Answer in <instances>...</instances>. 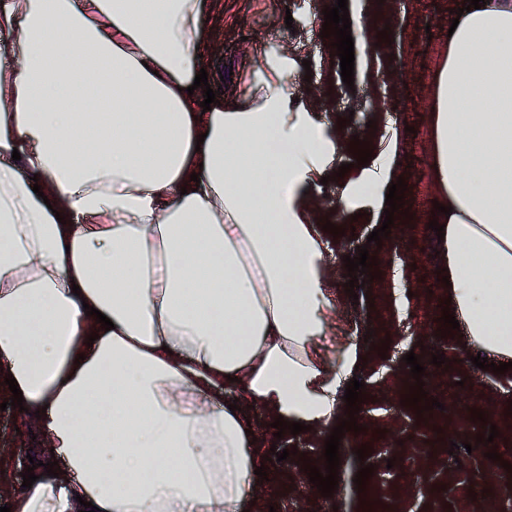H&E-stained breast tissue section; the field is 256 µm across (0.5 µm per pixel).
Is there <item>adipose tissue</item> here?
I'll return each mask as SVG.
<instances>
[{"instance_id": "1", "label": "adipose tissue", "mask_w": 512, "mask_h": 512, "mask_svg": "<svg viewBox=\"0 0 512 512\" xmlns=\"http://www.w3.org/2000/svg\"><path fill=\"white\" fill-rule=\"evenodd\" d=\"M208 11L0 0V375L62 470L13 494V512L82 499L256 512L250 408L327 423L363 353L348 340L332 365L315 348L331 302L312 203L341 140L288 110L280 69L258 79L254 105L195 110ZM437 102L450 308L470 347L509 362L512 0L462 14ZM394 152L345 184V206L385 209Z\"/></svg>"}]
</instances>
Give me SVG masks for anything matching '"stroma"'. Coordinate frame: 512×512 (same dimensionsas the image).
<instances>
[{
    "instance_id": "1",
    "label": "stroma",
    "mask_w": 512,
    "mask_h": 512,
    "mask_svg": "<svg viewBox=\"0 0 512 512\" xmlns=\"http://www.w3.org/2000/svg\"><path fill=\"white\" fill-rule=\"evenodd\" d=\"M206 29L211 46L203 66L211 88H222L239 104L250 98L260 73L281 68L290 78V110L319 113L344 140H368L380 153L387 135H395L393 156L407 184L405 205L410 217L392 226L382 243L367 237L380 228L382 216L370 204L351 208L339 200L342 178L331 177L315 200L321 220L342 228L340 236L323 232L324 262L338 302L317 348L333 359L350 336L367 339L365 361L357 372L366 399L357 423L361 432H345L339 447V487L321 496L310 483L298 454L325 467L323 453L332 425L275 439L272 415L255 408L252 418L262 451L289 450L286 460L266 463V479L256 482L263 505L276 512H501L512 504V369L502 374L476 368L463 330L438 337L448 294L440 286L436 255L438 238L429 222L442 191L431 174L429 114L434 109L438 73L448 64V21L457 0H348L362 5L363 31H352L354 85L346 87L340 59L322 37V11L335 0H214ZM391 29V41L376 35ZM347 119L339 128V119ZM367 246L380 276L367 283L369 299L346 294L348 271L344 257H357ZM389 340L386 355L376 348ZM420 350L427 397L439 408L416 414L401 401L413 383L403 357ZM448 358V368L432 365L435 355ZM12 393L0 380V507L22 486L31 462H50L51 452L35 439L29 423L10 407ZM485 414L471 417L472 410ZM498 429L492 445L483 437ZM491 436V435H490ZM369 446L374 473L367 481L370 498L358 493L353 479L360 468L357 449ZM496 449L499 460L487 457Z\"/></svg>"
}]
</instances>
